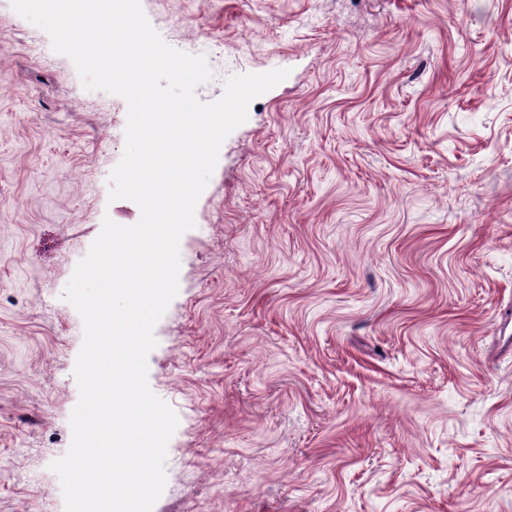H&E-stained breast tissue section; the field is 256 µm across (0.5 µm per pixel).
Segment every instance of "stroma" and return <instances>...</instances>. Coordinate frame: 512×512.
I'll use <instances>...</instances> for the list:
<instances>
[{
    "label": "stroma",
    "mask_w": 512,
    "mask_h": 512,
    "mask_svg": "<svg viewBox=\"0 0 512 512\" xmlns=\"http://www.w3.org/2000/svg\"><path fill=\"white\" fill-rule=\"evenodd\" d=\"M227 77L289 69L180 240L153 512H512V0H141ZM127 104L0 0V512H65L83 322L62 294Z\"/></svg>",
    "instance_id": "obj_1"
}]
</instances>
